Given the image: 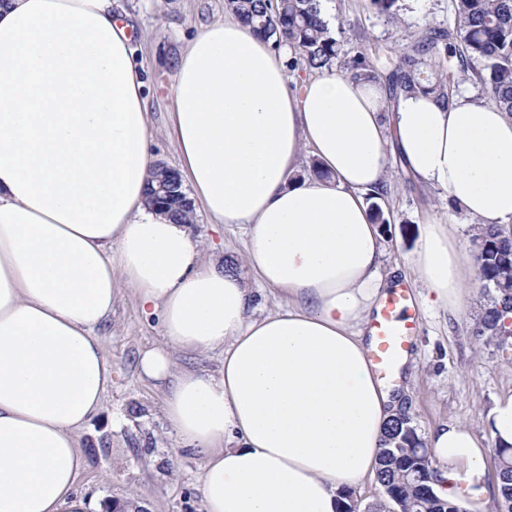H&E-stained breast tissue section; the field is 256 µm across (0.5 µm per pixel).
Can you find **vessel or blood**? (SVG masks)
Here are the masks:
<instances>
[{
    "mask_svg": "<svg viewBox=\"0 0 512 512\" xmlns=\"http://www.w3.org/2000/svg\"><path fill=\"white\" fill-rule=\"evenodd\" d=\"M413 293L407 286L393 288L379 316L373 322L375 345L372 360L384 376H392L411 334L412 323L408 308Z\"/></svg>",
    "mask_w": 512,
    "mask_h": 512,
    "instance_id": "obj_1",
    "label": "vessel or blood"
}]
</instances>
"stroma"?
Segmentation results:
<instances>
[{"mask_svg": "<svg viewBox=\"0 0 512 512\" xmlns=\"http://www.w3.org/2000/svg\"><path fill=\"white\" fill-rule=\"evenodd\" d=\"M135 24L134 48L147 79L145 108L155 161L178 168L172 138L176 60L201 26L223 20L225 0H123ZM342 57L360 51L401 52L412 35L447 27L452 0H395L391 14L371 0H325ZM387 223L381 226L383 271L406 265L424 225H461L463 250L473 252L472 229L444 193L414 182L391 159L387 192L378 197ZM201 241L202 259L243 261V231L211 223L198 213L191 226ZM415 332L409 338L407 410L419 436L442 422H461L477 435L489 434L486 414L494 401L512 392V346L486 343L472 334L483 295L473 289L466 310L449 313L430 306L413 285ZM112 366V385L102 410L78 434L85 465L77 489L95 503L134 499L148 512H203L199 481L202 462L171 433L162 413L163 394L138 371L139 353L160 341L157 317L143 316L133 288L118 284L111 318L99 329Z\"/></svg>", "mask_w": 512, "mask_h": 512, "instance_id": "stroma-1", "label": "stroma"}]
</instances>
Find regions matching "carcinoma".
Instances as JSON below:
<instances>
[{
	"instance_id": "obj_1",
	"label": "carcinoma",
	"mask_w": 512,
	"mask_h": 512,
	"mask_svg": "<svg viewBox=\"0 0 512 512\" xmlns=\"http://www.w3.org/2000/svg\"><path fill=\"white\" fill-rule=\"evenodd\" d=\"M227 6L279 50H294L288 69L333 66L340 45L322 15L320 0H227ZM380 52H360L347 63L355 79L386 84L389 96L416 90L437 101L453 103L459 78L475 75L501 111L512 115V0H454V26L431 31L379 67ZM475 264L484 304L474 318L473 332L506 340L502 313L512 311V235L497 225L475 228ZM382 449L377 483L391 486L394 505L411 512H465L455 501L438 497L433 485L439 472L431 453L418 438L407 412L390 421ZM500 488L495 512H512V450L494 449Z\"/></svg>"
}]
</instances>
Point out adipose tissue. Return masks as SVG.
Here are the masks:
<instances>
[{
	"mask_svg": "<svg viewBox=\"0 0 512 512\" xmlns=\"http://www.w3.org/2000/svg\"><path fill=\"white\" fill-rule=\"evenodd\" d=\"M122 0H0V512H91L77 433L112 384L99 327L115 282L159 313L141 375L202 461L205 512H338L374 476L402 410L371 361L392 282L364 191L388 156L477 225L512 223V118L326 69L290 77L235 13L177 61L173 139L190 199L246 230L243 266L202 264L188 225L151 206L146 80ZM324 177H297L305 155ZM410 264L427 302L461 307L474 264L453 224L425 225ZM285 308L254 313L250 281ZM217 349L220 374L176 369ZM434 490L479 512L486 449L432 428Z\"/></svg>",
	"mask_w": 512,
	"mask_h": 512,
	"instance_id": "1",
	"label": "adipose tissue"
}]
</instances>
